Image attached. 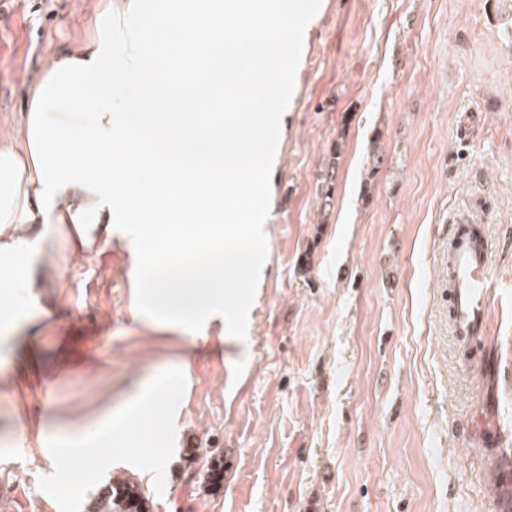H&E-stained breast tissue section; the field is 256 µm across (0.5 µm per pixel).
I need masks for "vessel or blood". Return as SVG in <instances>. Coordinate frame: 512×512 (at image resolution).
I'll return each instance as SVG.
<instances>
[{"mask_svg": "<svg viewBox=\"0 0 512 512\" xmlns=\"http://www.w3.org/2000/svg\"><path fill=\"white\" fill-rule=\"evenodd\" d=\"M491 248L470 245L466 235L456 233L448 252V303L457 335L465 341L486 333L492 300L489 275Z\"/></svg>", "mask_w": 512, "mask_h": 512, "instance_id": "b4317fda", "label": "vessel or blood"}]
</instances>
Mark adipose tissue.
Here are the masks:
<instances>
[{"instance_id":"adipose-tissue-1","label":"adipose tissue","mask_w":512,"mask_h":512,"mask_svg":"<svg viewBox=\"0 0 512 512\" xmlns=\"http://www.w3.org/2000/svg\"><path fill=\"white\" fill-rule=\"evenodd\" d=\"M123 3L103 6L88 42L46 59L19 134L0 132V285L9 295L0 313L18 318L39 305L36 267L58 233L82 248L122 225L152 306L176 325L223 314L225 271L249 264L243 216L253 187L213 176L242 157L264 164L267 121L194 125L184 113L222 97L231 77L263 79L301 2L270 0L278 28L262 40L243 26L225 33L235 0ZM185 199L221 222L184 223Z\"/></svg>"}]
</instances>
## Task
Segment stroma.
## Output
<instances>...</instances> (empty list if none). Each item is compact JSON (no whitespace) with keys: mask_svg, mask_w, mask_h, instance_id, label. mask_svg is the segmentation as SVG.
I'll list each match as a JSON object with an SVG mask.
<instances>
[{"mask_svg":"<svg viewBox=\"0 0 512 512\" xmlns=\"http://www.w3.org/2000/svg\"><path fill=\"white\" fill-rule=\"evenodd\" d=\"M5 3L0 126L15 127L46 56L91 37L95 0ZM305 3L287 83L273 70L229 102L242 120L289 106L250 217L256 274L227 276L223 320L169 327L121 233L84 257L58 240L42 306L0 332V512H59L39 487L47 439L173 367L186 391L163 493L107 471L153 512H488L491 483L512 501V0ZM465 112L481 123L463 139ZM453 213L491 242L492 331L468 355L448 315Z\"/></svg>","mask_w":512,"mask_h":512,"instance_id":"1","label":"stroma"}]
</instances>
